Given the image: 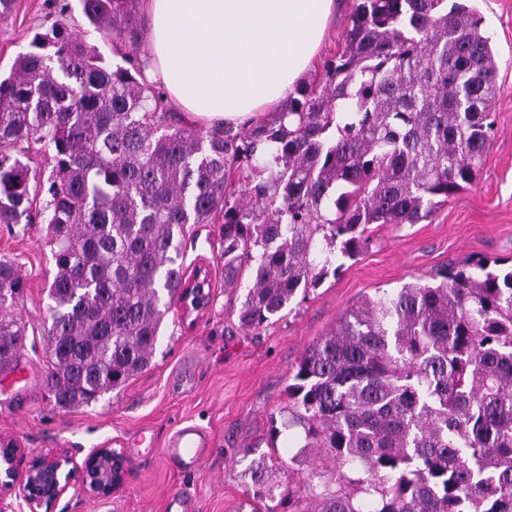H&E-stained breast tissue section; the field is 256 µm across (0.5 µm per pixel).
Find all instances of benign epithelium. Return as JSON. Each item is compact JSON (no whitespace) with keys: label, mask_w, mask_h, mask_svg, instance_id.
Instances as JSON below:
<instances>
[{"label":"benign epithelium","mask_w":512,"mask_h":512,"mask_svg":"<svg viewBox=\"0 0 512 512\" xmlns=\"http://www.w3.org/2000/svg\"><path fill=\"white\" fill-rule=\"evenodd\" d=\"M209 285L208 272L198 269L181 296L185 316L206 309ZM126 471V457L115 448H93L79 461L65 450L29 451L0 435V503L15 497L28 512L51 508L75 488L90 500H106L123 487Z\"/></svg>","instance_id":"7a95c632"}]
</instances>
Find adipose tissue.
<instances>
[{"instance_id":"adipose-tissue-1","label":"adipose tissue","mask_w":512,"mask_h":512,"mask_svg":"<svg viewBox=\"0 0 512 512\" xmlns=\"http://www.w3.org/2000/svg\"><path fill=\"white\" fill-rule=\"evenodd\" d=\"M149 81L193 124L280 111L319 55L336 0H144Z\"/></svg>"}]
</instances>
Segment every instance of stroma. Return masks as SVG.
Returning a JSON list of instances; mask_svg holds the SVG:
<instances>
[{
	"instance_id": "35a3bbf8",
	"label": "stroma",
	"mask_w": 512,
	"mask_h": 512,
	"mask_svg": "<svg viewBox=\"0 0 512 512\" xmlns=\"http://www.w3.org/2000/svg\"><path fill=\"white\" fill-rule=\"evenodd\" d=\"M483 20L498 62L500 92L491 104L494 135L472 186L419 224H374L370 242L321 283L297 293L282 318L257 330L239 323L242 290L224 286L218 229L197 224L186 238L183 270L208 267L211 303L189 326L173 302L150 366L125 387L89 405L60 410L48 400L43 319L55 274L39 224H0V256L21 270L23 289L13 310L27 324L18 375H0V434L21 447L66 449L84 456L108 444L127 459L123 489L103 502L69 492L53 512H168L171 495H185L191 512H250L248 467L264 462L276 491L298 487L325 453H298L293 431L271 429L288 418V370L347 309L408 283H426L435 270L471 259L512 265V0H471ZM63 21L98 47L106 63L119 64L127 46L89 26L80 0H14L0 22V78L30 49L34 32ZM193 422L213 440L202 467L186 473L160 454L181 422Z\"/></svg>"
}]
</instances>
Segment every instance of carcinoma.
<instances>
[{
	"label": "carcinoma",
	"mask_w": 512,
	"mask_h": 512,
	"mask_svg": "<svg viewBox=\"0 0 512 512\" xmlns=\"http://www.w3.org/2000/svg\"><path fill=\"white\" fill-rule=\"evenodd\" d=\"M137 0H81L89 24L135 46ZM0 81V224H44L55 275L44 341L49 400L66 409L151 362L184 288L189 226L218 225L224 287L258 329L372 224H419L472 185L491 140L497 66L461 0H354L342 48L282 112L231 128L175 127L142 62L109 68L66 24L38 31ZM53 150L33 207L15 154ZM252 270L243 285L241 270ZM347 310L289 369L287 429L334 469L275 497L250 471L251 512H512V267L451 264ZM23 282L0 258V371L26 324Z\"/></svg>",
	"instance_id": "carcinoma-1"
}]
</instances>
